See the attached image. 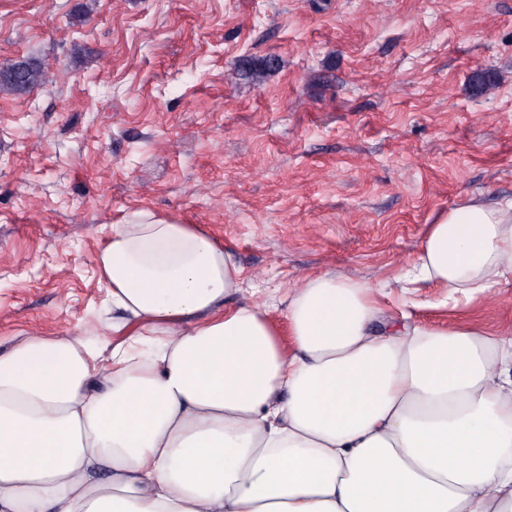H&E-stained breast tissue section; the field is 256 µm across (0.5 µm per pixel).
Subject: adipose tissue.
Here are the masks:
<instances>
[{
	"label": "adipose tissue",
	"mask_w": 512,
	"mask_h": 512,
	"mask_svg": "<svg viewBox=\"0 0 512 512\" xmlns=\"http://www.w3.org/2000/svg\"><path fill=\"white\" fill-rule=\"evenodd\" d=\"M98 264L119 342L0 353V512H512V331L395 326L324 273L285 343L226 307L229 251L144 211ZM398 279L455 306L512 279V199L449 209Z\"/></svg>",
	"instance_id": "1"
}]
</instances>
